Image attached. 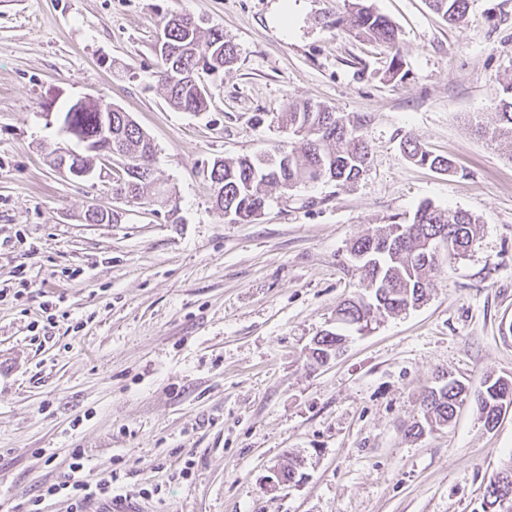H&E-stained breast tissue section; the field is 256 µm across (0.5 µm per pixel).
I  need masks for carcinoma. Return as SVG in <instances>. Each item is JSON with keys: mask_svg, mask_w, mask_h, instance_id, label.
Masks as SVG:
<instances>
[{"mask_svg": "<svg viewBox=\"0 0 512 512\" xmlns=\"http://www.w3.org/2000/svg\"><path fill=\"white\" fill-rule=\"evenodd\" d=\"M448 24L458 25L465 18L468 0H428ZM346 10L338 23L356 38L374 40L393 49L398 33L384 16L364 5V0H345ZM168 49L158 53V78L166 90L169 105L184 112H204L209 98L197 88L176 80L177 73L197 69L222 72L237 59L236 45L224 35V29H201L183 14L174 25L165 20ZM112 102L104 96L89 100L80 108L70 104L63 116V130L80 146L94 141L103 119L112 116V145L123 157L126 180L136 167L146 165L155 154L147 132L130 115L119 109L109 111ZM498 126L493 137L512 148V79L502 85L496 105ZM293 141L263 156H243L236 160L220 159L224 180V216L238 223H249L266 205L265 188L288 189L296 184L322 179L353 182L368 166L369 148L360 134V123L329 106L319 107L310 100L295 102L285 113ZM405 156L436 171L451 173L454 165L447 157L423 148L417 141L404 142ZM479 233L477 219L456 209H440L425 203L407 223H394L381 230H367L351 246V252L369 261L360 269L365 292L346 299L336 310V331L324 333L313 347L312 357L323 364L336 350V343L346 338L345 330L368 327L376 314H399L420 306L426 300L431 280L440 272L432 245L448 242L444 253L448 263L463 257ZM485 387L475 402L487 427H495L503 403L512 402V380L487 376ZM462 382L446 381L428 388L423 397L424 422L410 429L414 436L425 429L447 427L456 415ZM512 494V463L499 470L486 486L483 512H500L501 494Z\"/></svg>", "mask_w": 512, "mask_h": 512, "instance_id": "cac0c4a2", "label": "carcinoma"}]
</instances>
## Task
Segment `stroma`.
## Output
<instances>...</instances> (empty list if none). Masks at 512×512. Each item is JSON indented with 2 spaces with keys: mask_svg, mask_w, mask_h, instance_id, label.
Wrapping results in <instances>:
<instances>
[{
  "mask_svg": "<svg viewBox=\"0 0 512 512\" xmlns=\"http://www.w3.org/2000/svg\"><path fill=\"white\" fill-rule=\"evenodd\" d=\"M366 3L399 28L397 48L341 30L344 0H0V276L33 281L0 299V512L65 481L76 448L83 480L116 474L113 492L144 512H482L512 459V409L490 428L469 399L450 426L408 429L437 376L472 391L512 377V152L481 132L512 79V0H468L457 27L427 0ZM176 12L237 48L204 112L169 106L156 76ZM86 94L150 135L177 214L49 164L74 149L60 115ZM305 99L361 117L366 172L276 187L252 222L225 218L208 164L288 143L283 115ZM409 138L456 174L411 162ZM93 203L118 223L84 222ZM424 203L477 218L471 250L420 307L315 363L313 338L361 289L353 241ZM291 457L302 480L269 490ZM70 504L62 491L43 512Z\"/></svg>",
  "mask_w": 512,
  "mask_h": 512,
  "instance_id": "1",
  "label": "stroma"
}]
</instances>
